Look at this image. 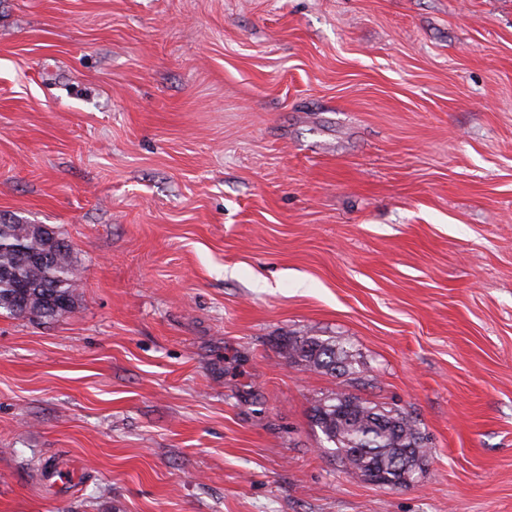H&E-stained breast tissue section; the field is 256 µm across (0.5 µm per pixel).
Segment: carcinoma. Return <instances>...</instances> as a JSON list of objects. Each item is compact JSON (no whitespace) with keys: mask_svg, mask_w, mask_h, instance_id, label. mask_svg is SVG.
Masks as SVG:
<instances>
[{"mask_svg":"<svg viewBox=\"0 0 512 512\" xmlns=\"http://www.w3.org/2000/svg\"><path fill=\"white\" fill-rule=\"evenodd\" d=\"M79 279L72 249L56 227L0 221V310L39 319L69 312ZM288 359L309 370L349 376L357 373L354 355L334 337L288 340ZM313 420L345 470L375 473L392 482L409 459H429L416 421L396 407L336 392L320 399Z\"/></svg>","mask_w":512,"mask_h":512,"instance_id":"cac0c4a2","label":"carcinoma"}]
</instances>
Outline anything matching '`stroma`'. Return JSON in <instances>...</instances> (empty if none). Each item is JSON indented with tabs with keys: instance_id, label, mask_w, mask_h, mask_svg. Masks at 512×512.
I'll return each instance as SVG.
<instances>
[{
	"instance_id": "stroma-1",
	"label": "stroma",
	"mask_w": 512,
	"mask_h": 512,
	"mask_svg": "<svg viewBox=\"0 0 512 512\" xmlns=\"http://www.w3.org/2000/svg\"><path fill=\"white\" fill-rule=\"evenodd\" d=\"M0 216L80 277L0 314V512H512V0H0ZM340 390L417 479L340 466ZM288 359L309 370L336 376L357 374L354 355L336 337L299 336L288 339ZM312 417L345 470L361 476L375 471L361 477L372 484L390 485L374 476L393 482L410 458L428 462L430 449L422 432L399 408L338 391L320 399Z\"/></svg>"
}]
</instances>
